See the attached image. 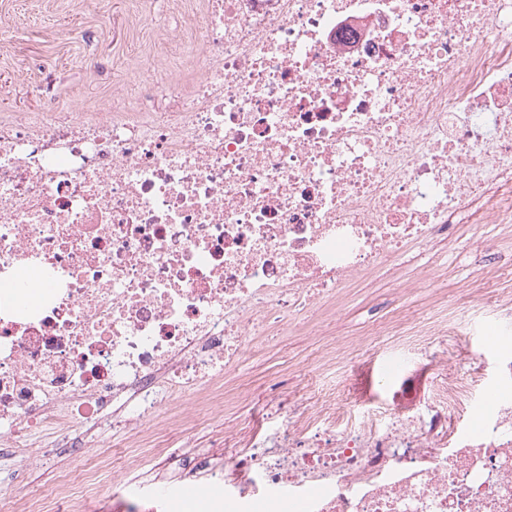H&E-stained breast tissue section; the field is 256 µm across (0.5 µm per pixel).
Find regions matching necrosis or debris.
Segmentation results:
<instances>
[{
	"instance_id": "4bbe7bcc",
	"label": "necrosis or debris",
	"mask_w": 512,
	"mask_h": 512,
	"mask_svg": "<svg viewBox=\"0 0 512 512\" xmlns=\"http://www.w3.org/2000/svg\"><path fill=\"white\" fill-rule=\"evenodd\" d=\"M181 30L168 112L125 91L76 114L0 115V447L111 410L159 457L155 421L190 428L237 402L221 381L275 331L317 334L322 369L407 340L414 372L343 422L335 391L298 398L279 430L204 472L154 483L150 506L205 487L210 512H512V399L436 314L482 305L487 277L434 287L420 312L330 337L308 315L342 303L452 219L512 224V0H199ZM206 75L181 81L186 59ZM39 282L36 299L20 291ZM104 460L9 512H97Z\"/></svg>"
}]
</instances>
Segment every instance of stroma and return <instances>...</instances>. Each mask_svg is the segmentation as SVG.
Instances as JSON below:
<instances>
[{"label":"stroma","instance_id":"obj_1","mask_svg":"<svg viewBox=\"0 0 512 512\" xmlns=\"http://www.w3.org/2000/svg\"><path fill=\"white\" fill-rule=\"evenodd\" d=\"M0 14L16 22L12 36L0 39V114L39 112L52 100L73 112L104 107L116 88L159 79L152 64L159 50L157 29H175L189 21L168 0H0ZM509 264L512 246L502 241L491 250L466 243L453 248L444 242L429 249L416 246L405 253L399 268L381 271L351 289L328 321L336 338L351 336L369 323L389 318L395 309L414 310L422 305L423 291L400 296L403 278L427 274L455 289L487 268ZM487 326L496 331L495 343L483 339ZM461 327L467 349L485 365H493L503 351L512 349V330L501 326L487 308H470ZM321 346L317 336L283 337L279 348L258 354L233 375L232 386L245 391L236 406L190 430L172 432L164 437V446L191 459L223 447L226 421L239 422L249 434L279 424L286 406L271 401V383H280L294 399L300 385L314 390L340 382L339 373L318 371L313 358ZM96 435L116 479L125 482L128 490L142 488L152 459H145L139 472H127L123 467L126 441L116 434L111 418L99 420ZM82 462L81 452L73 448H53L23 459L1 453L0 475L11 476L9 483H0L5 506L54 484L60 474L79 468Z\"/></svg>","mask_w":512,"mask_h":512}]
</instances>
